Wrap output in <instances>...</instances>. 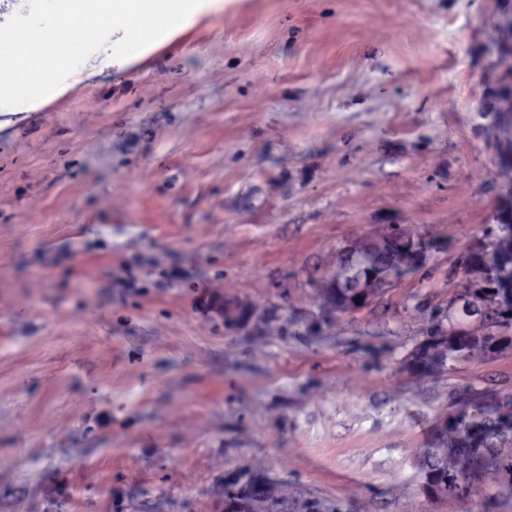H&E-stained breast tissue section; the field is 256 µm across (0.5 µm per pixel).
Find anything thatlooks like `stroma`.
<instances>
[{"label": "stroma", "mask_w": 512, "mask_h": 512, "mask_svg": "<svg viewBox=\"0 0 512 512\" xmlns=\"http://www.w3.org/2000/svg\"><path fill=\"white\" fill-rule=\"evenodd\" d=\"M512 0H203L0 107V512H512L419 454L512 348L423 372L512 166ZM431 241L366 306L344 248ZM248 307L229 328L219 301Z\"/></svg>", "instance_id": "1"}]
</instances>
